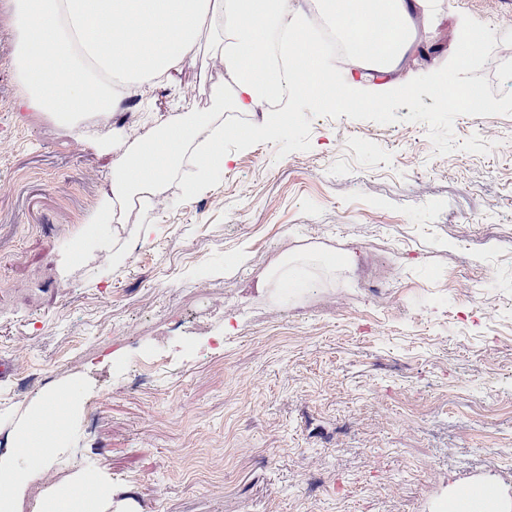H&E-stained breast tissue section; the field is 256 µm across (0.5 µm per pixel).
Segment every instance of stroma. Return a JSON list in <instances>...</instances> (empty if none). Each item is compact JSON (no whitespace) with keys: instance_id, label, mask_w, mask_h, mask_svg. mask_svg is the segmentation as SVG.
<instances>
[{"instance_id":"obj_1","label":"stroma","mask_w":512,"mask_h":512,"mask_svg":"<svg viewBox=\"0 0 512 512\" xmlns=\"http://www.w3.org/2000/svg\"><path fill=\"white\" fill-rule=\"evenodd\" d=\"M432 18L385 92L444 66L462 19L500 29L512 0H431ZM0 0V357L40 376L0 379V445L60 386L79 399L46 461L25 464L14 512L48 485L97 482L105 512H437L450 481L486 472L512 495V116L462 114L457 150L428 127L311 120L307 151L230 152L183 200L114 224L108 278L88 240L60 275L67 234L112 181V155L43 116L22 117ZM199 51L153 92L156 122L216 111ZM490 137L485 154L462 150ZM67 234H60V225ZM352 252L335 282L257 281L286 248ZM157 360L137 381L143 358ZM97 418L88 421L87 407Z\"/></svg>"}]
</instances>
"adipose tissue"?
I'll return each mask as SVG.
<instances>
[{"label": "adipose tissue", "mask_w": 512, "mask_h": 512, "mask_svg": "<svg viewBox=\"0 0 512 512\" xmlns=\"http://www.w3.org/2000/svg\"><path fill=\"white\" fill-rule=\"evenodd\" d=\"M322 14L338 25L354 67L390 77L412 45L417 19L428 0H318ZM15 31L8 51L18 78V106L51 117L75 138H97L90 121L111 111L121 91L152 99L199 50L222 61V85L232 91L235 111L253 113L266 93L303 94L336 106L344 89L329 76L333 58L306 41L302 83L266 62L271 44L293 34L295 0H11ZM113 151L112 184L87 223L104 230L116 208L146 195H161L183 163L204 169L224 167V114L180 117L139 132L113 129L102 141ZM353 256L335 257L318 248L286 254L267 274L280 287L315 284L350 269ZM49 396L20 427L16 441L28 444L24 458L37 460L66 421L56 416Z\"/></svg>", "instance_id": "1"}]
</instances>
